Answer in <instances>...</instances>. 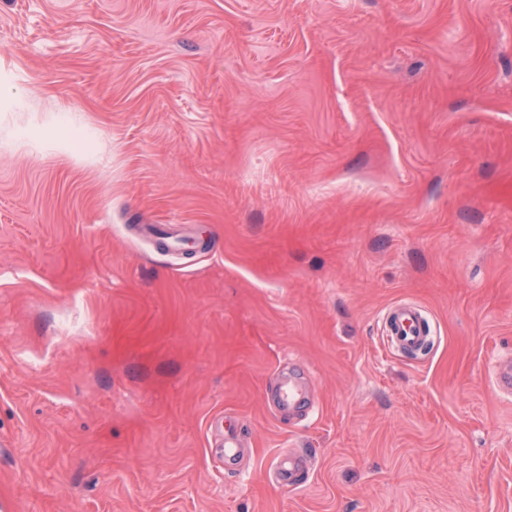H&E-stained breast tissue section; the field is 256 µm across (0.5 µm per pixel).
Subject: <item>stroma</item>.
<instances>
[{
  "instance_id": "obj_1",
  "label": "stroma",
  "mask_w": 512,
  "mask_h": 512,
  "mask_svg": "<svg viewBox=\"0 0 512 512\" xmlns=\"http://www.w3.org/2000/svg\"><path fill=\"white\" fill-rule=\"evenodd\" d=\"M506 357L512 0H0V512H512ZM384 333L387 341L400 354L416 357L431 344V324L419 307L399 303L390 307L384 316ZM307 395L302 385L288 377L279 382L275 407L281 413L291 416H301L307 410ZM303 460L295 455H288V462H284L274 471L275 481L280 486H291L297 481L298 473Z\"/></svg>"
}]
</instances>
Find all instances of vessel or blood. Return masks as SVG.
Returning <instances> with one entry per match:
<instances>
[{"mask_svg": "<svg viewBox=\"0 0 512 512\" xmlns=\"http://www.w3.org/2000/svg\"><path fill=\"white\" fill-rule=\"evenodd\" d=\"M384 333L391 346L407 357L423 354L431 344L432 331L427 315L408 303H399L387 310ZM275 406L282 413L303 415L307 410V395L302 385L292 378L281 380Z\"/></svg>", "mask_w": 512, "mask_h": 512, "instance_id": "vessel-or-blood-1", "label": "vessel or blood"}]
</instances>
